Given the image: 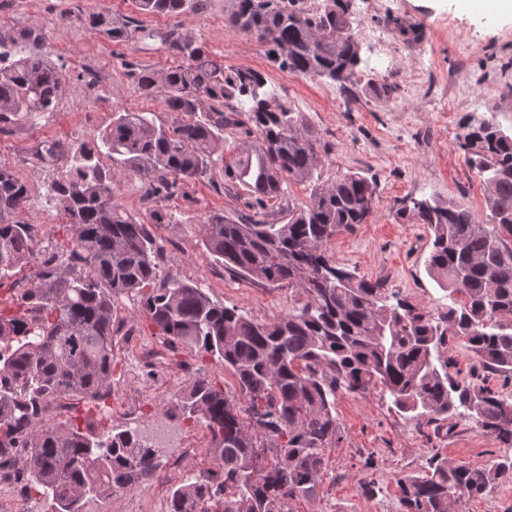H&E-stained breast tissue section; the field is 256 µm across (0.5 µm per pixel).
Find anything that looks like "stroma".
<instances>
[{
  "mask_svg": "<svg viewBox=\"0 0 512 512\" xmlns=\"http://www.w3.org/2000/svg\"><path fill=\"white\" fill-rule=\"evenodd\" d=\"M204 2V9L174 18L138 15L134 0H0V35L15 36L28 26L42 29L44 50L65 78L54 111L10 124L0 133V161L30 187L22 217L37 226L40 247L55 243L63 222L49 193L56 171L34 157L42 140L54 139L66 148L98 139L123 111L170 118L161 99L141 96L126 64L160 70L172 65V56L160 40L115 43L77 19L81 13L105 10L119 20L138 17L150 29H175L202 43L225 67L261 71L275 102L303 113L317 129L323 179L353 171L377 183L366 223L333 237L327 244L329 255L358 276L382 280L431 316L441 315L448 300L424 270L427 227L407 222L399 211L414 198L442 205L452 199L469 208L477 222L488 223L483 186L460 145L470 126L485 120L512 128V6L501 0H389L387 8L378 10L365 0H350L353 30L383 29L392 54L379 56L371 43L361 42L358 79L343 83L280 70L253 38L225 27L224 16L234 0ZM402 25L419 34L418 45L404 43L398 31ZM424 50L432 57V69L415 88L404 75ZM372 81L392 85L393 94L374 96L368 88ZM114 191L127 211L149 222L162 273L190 278L212 299L260 321L284 315L305 300L301 289L269 288L233 275L206 251L200 224L207 211L221 209L235 216L249 212L242 191L226 189L221 168L155 204L145 201L142 181L132 174L118 177ZM157 208L174 213L176 223H150ZM115 305L109 424L138 429L145 437L162 425L176 437L157 448L165 472L157 489L148 493L139 483L105 498H90L89 504L95 512H130L140 500L147 512H167L172 486L216 466L207 450L208 433L180 418L174 403L199 375L232 393L238 385L231 371L211 359L170 348L157 336L138 296L119 297ZM336 409L343 439L327 452L319 496L293 502L292 512H401L397 478L421 469L431 453L452 461H480L507 451L464 419L454 429L437 430L403 418L377 390L364 396L340 392ZM195 435L201 443L198 454L182 452L181 443ZM369 479L375 486L370 496L362 491Z\"/></svg>",
  "mask_w": 512,
  "mask_h": 512,
  "instance_id": "1",
  "label": "stroma"
}]
</instances>
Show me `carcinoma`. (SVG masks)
<instances>
[{
	"instance_id": "1",
	"label": "carcinoma",
	"mask_w": 512,
	"mask_h": 512,
	"mask_svg": "<svg viewBox=\"0 0 512 512\" xmlns=\"http://www.w3.org/2000/svg\"><path fill=\"white\" fill-rule=\"evenodd\" d=\"M139 13L177 17L202 0H135ZM301 0H237L228 27L264 45L271 61L297 76L353 77L360 46L344 0L315 10ZM79 21L115 42L135 34L158 38L177 64L132 69L146 98L163 95L170 122L151 112H119L92 143L65 150L46 139L37 160L55 166L53 200L67 222V243L39 250L38 229L22 218L30 189L0 162V279L30 267L0 309V469L25 481L47 512H82L88 497L131 488L156 466L155 449L132 428L100 431L73 417L51 423L47 412L75 397L110 416L115 298L141 296L157 335L232 372L240 402L208 377L191 379L176 404L182 418L209 431L218 468L170 488L167 512H291L317 498L328 460L342 439L338 393L380 390L401 415L441 426L464 417L512 447V398L482 382L460 379L443 356L463 338L476 370L512 380V132L486 121L461 148L481 179L491 223L462 205L413 201L401 215L430 231L428 276L448 293L440 320L378 282L337 264L325 245L372 212L377 183L359 173L321 181L320 136L300 112L274 103L265 76L224 69L203 45L175 31H148L135 19L103 11ZM44 34L24 29L0 37L1 124L54 109L62 72L41 52ZM245 136L228 143L225 131ZM107 157L112 165L102 163ZM245 192L254 214L206 213L204 247L235 274L272 287H300L306 301L271 321L215 302L195 281L160 278L158 249L144 221L115 199V178L134 173L144 196L175 195L182 181L212 174ZM306 184L308 201L288 203L287 221L266 220L272 199ZM512 478V456L450 462L431 455L417 473L397 478L402 512H449L451 502L482 496Z\"/></svg>"
}]
</instances>
